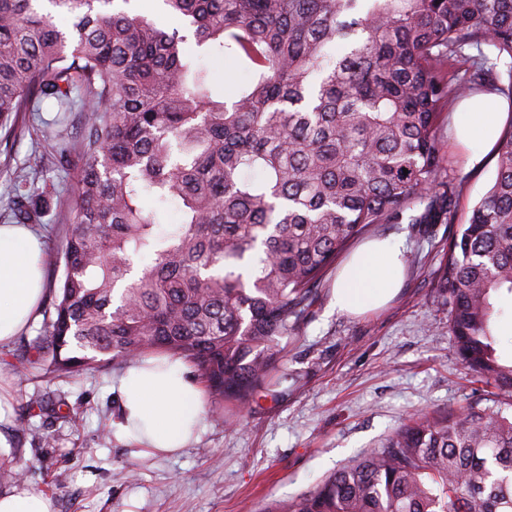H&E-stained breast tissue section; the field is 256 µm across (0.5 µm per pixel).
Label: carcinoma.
I'll use <instances>...</instances> for the list:
<instances>
[{"mask_svg": "<svg viewBox=\"0 0 512 512\" xmlns=\"http://www.w3.org/2000/svg\"><path fill=\"white\" fill-rule=\"evenodd\" d=\"M135 3L0 0V127L51 102L83 129L55 138L56 164L84 166L35 359L56 379L178 356L241 412L284 392L282 340L353 239L455 224L438 121L477 92L512 100V71L503 83L481 51L512 58V0H161L171 31ZM191 41L249 72L233 98ZM496 157L436 270L490 405L410 414L279 512H512V358L495 328V299L512 295V127ZM41 173L18 176L14 223L39 218Z\"/></svg>", "mask_w": 512, "mask_h": 512, "instance_id": "cac0c4a2", "label": "carcinoma"}]
</instances>
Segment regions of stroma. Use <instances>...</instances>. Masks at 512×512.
<instances>
[{"label": "stroma", "instance_id": "obj_1", "mask_svg": "<svg viewBox=\"0 0 512 512\" xmlns=\"http://www.w3.org/2000/svg\"><path fill=\"white\" fill-rule=\"evenodd\" d=\"M458 106L439 121L438 147L461 185L456 210L466 219L495 175L494 149L458 146ZM51 104L19 116L21 134H0V224L10 223L14 173L49 154ZM484 153L467 164L469 150ZM82 162L47 170L34 189L42 200L35 232L49 256L48 290L58 287L65 219L74 215ZM445 224H374L365 239L400 243L406 268L399 294L383 309L351 317L330 306L335 272L321 284L311 317L289 339L288 392L262 397L233 422L226 405L205 398L199 441L174 457L141 454L101 427L119 416L112 384L122 366H92L69 377L44 378L32 341L44 316L0 346V379L13 397L11 451L0 464L22 472L28 486L51 495L56 512H269L311 489L382 442L415 410L444 412L485 397L459 356L438 301L433 272L448 247ZM47 409L29 416L33 398Z\"/></svg>", "mask_w": 512, "mask_h": 512}]
</instances>
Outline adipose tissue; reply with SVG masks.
<instances>
[{
    "mask_svg": "<svg viewBox=\"0 0 512 512\" xmlns=\"http://www.w3.org/2000/svg\"><path fill=\"white\" fill-rule=\"evenodd\" d=\"M467 120L457 128L462 144L480 137L493 145L504 110L494 95L465 103ZM46 253L41 239L24 224H0V344L12 340L30 321L45 293ZM403 271L400 244L374 239L345 264L333 289L337 311L362 314L385 305L397 292ZM121 396L120 435L145 453L171 455L197 439L203 415V390L185 361L147 357L129 364L115 384Z\"/></svg>",
    "mask_w": 512,
    "mask_h": 512,
    "instance_id": "adipose-tissue-1",
    "label": "adipose tissue"
}]
</instances>
